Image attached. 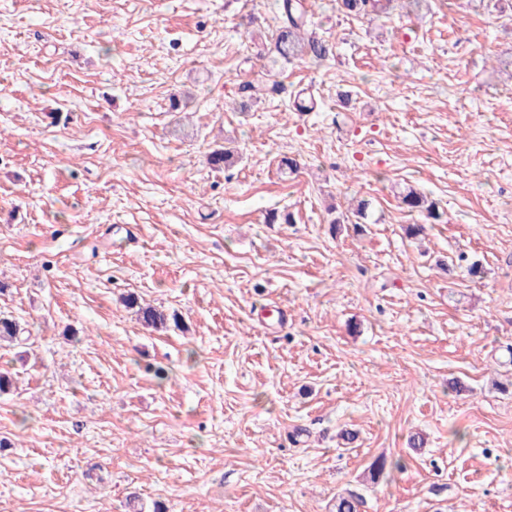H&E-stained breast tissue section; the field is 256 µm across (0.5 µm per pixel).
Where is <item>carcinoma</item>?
Masks as SVG:
<instances>
[{
    "instance_id": "cac0c4a2",
    "label": "carcinoma",
    "mask_w": 512,
    "mask_h": 512,
    "mask_svg": "<svg viewBox=\"0 0 512 512\" xmlns=\"http://www.w3.org/2000/svg\"><path fill=\"white\" fill-rule=\"evenodd\" d=\"M393 2L395 0H340V7L349 15L372 18L387 12ZM274 23V41L263 49L261 56H271L276 62L307 57L319 63L332 53V47L328 43L313 35L314 13L309 9L306 0H280ZM239 159V154L229 148L218 149L211 154V163L217 168L229 167ZM401 204L411 212L422 214L433 224L442 222L443 213L437 203L415 189H409L402 194ZM123 302L126 307L135 310L138 319L145 326L155 331L167 329L171 322L175 327H180L177 315H168L155 307L144 306L134 294L124 296ZM20 332L19 321L1 312L0 341L12 342L18 339ZM360 505V497L350 493L336 497L333 509L334 512H359Z\"/></svg>"
}]
</instances>
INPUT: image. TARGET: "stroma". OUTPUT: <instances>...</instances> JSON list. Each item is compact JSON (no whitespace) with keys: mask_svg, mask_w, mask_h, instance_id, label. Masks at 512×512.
<instances>
[{"mask_svg":"<svg viewBox=\"0 0 512 512\" xmlns=\"http://www.w3.org/2000/svg\"><path fill=\"white\" fill-rule=\"evenodd\" d=\"M313 9L273 64L276 0H0V512H512V0ZM274 17L275 38L259 53L260 57H273L275 62L307 57L320 63L332 53V47L317 38L313 29L314 13L305 0H280ZM393 2L397 0H341L340 7L349 15L371 19L386 13ZM401 204L410 212H419L430 223L439 224L442 222L443 213L440 212L436 202L429 200L425 195L415 189H408L401 196ZM123 302L126 307L135 309L138 319L145 326L152 328L155 331L167 330L171 320L175 327L180 328L179 319L175 313L168 315L155 307L144 306L140 303L139 298L134 294L124 296Z\"/></svg>","mask_w":512,"mask_h":512,"instance_id":"stroma-1","label":"stroma"}]
</instances>
